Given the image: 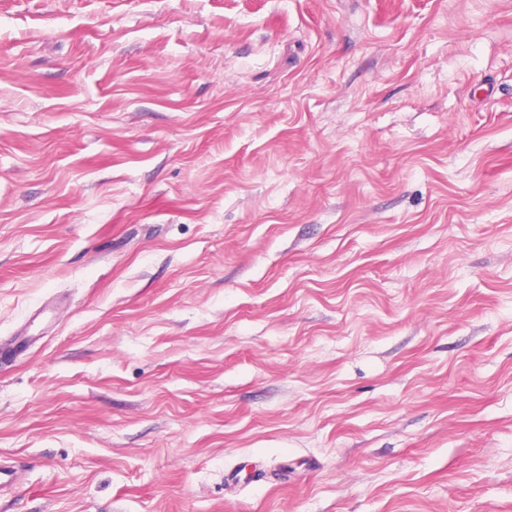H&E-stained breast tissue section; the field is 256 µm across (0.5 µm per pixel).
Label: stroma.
I'll return each instance as SVG.
<instances>
[{"instance_id": "1", "label": "stroma", "mask_w": 512, "mask_h": 512, "mask_svg": "<svg viewBox=\"0 0 512 512\" xmlns=\"http://www.w3.org/2000/svg\"><path fill=\"white\" fill-rule=\"evenodd\" d=\"M0 512H512V0H0Z\"/></svg>"}]
</instances>
